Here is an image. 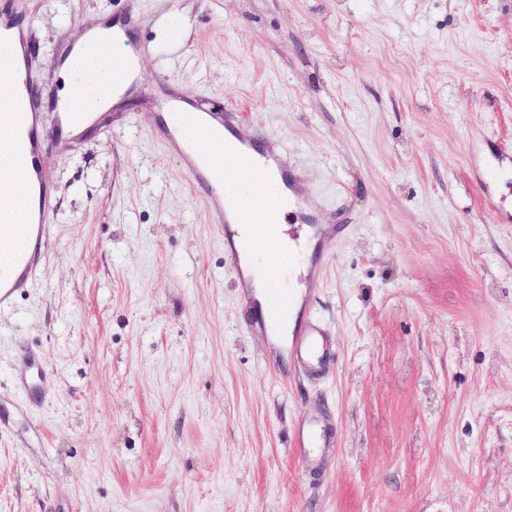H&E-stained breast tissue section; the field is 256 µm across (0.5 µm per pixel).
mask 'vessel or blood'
Wrapping results in <instances>:
<instances>
[{"label":"vessel or blood","mask_w":512,"mask_h":512,"mask_svg":"<svg viewBox=\"0 0 512 512\" xmlns=\"http://www.w3.org/2000/svg\"><path fill=\"white\" fill-rule=\"evenodd\" d=\"M127 23L105 18L91 28H81L68 39L54 57V69L66 61L91 57L112 71V86L121 89L136 78L133 59L113 57L114 44L125 40ZM0 37L17 39L14 52L0 55V70L12 77L4 99L8 121L0 127V267L14 272L13 280H0V308L10 305L15 291L24 287L35 262L36 250L44 233L51 196L44 179L42 147L48 132L45 112L56 115L57 126H76L87 118L81 91L51 94L48 103L38 101L32 75L31 43L24 29L13 18L8 4L0 0ZM156 110L177 109L181 122L178 138L188 147L206 145L205 159L189 166L193 183L205 189L210 210L224 230V256L241 263L243 256L258 249L272 254L274 270L264 282L263 315L251 322V330L270 334L272 328L289 324L294 300L282 288L276 271L294 266L306 253L301 234L284 235L281 224L284 209L305 213L307 200L291 171L285 153L262 149L260 137L242 125L236 113L209 112L178 95L158 101ZM283 184L282 202L266 199L263 186L270 176ZM248 185L247 197H239L241 185ZM290 325V324H289ZM293 327V326H292ZM319 326L309 318L293 327L290 350L300 362L322 366L325 349Z\"/></svg>","instance_id":"b4317fda"}]
</instances>
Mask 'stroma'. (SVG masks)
Returning a JSON list of instances; mask_svg holds the SVG:
<instances>
[{
	"label": "stroma",
	"mask_w": 512,
	"mask_h": 512,
	"mask_svg": "<svg viewBox=\"0 0 512 512\" xmlns=\"http://www.w3.org/2000/svg\"><path fill=\"white\" fill-rule=\"evenodd\" d=\"M34 78L132 14L142 95L235 106L287 152L332 344L250 332L245 281L134 103L42 155L53 205L0 311V512H512V0H8ZM315 421L327 442L294 448ZM290 350L300 362L310 367H321L325 361V349L319 337L324 336L319 326L309 318L302 317L292 331Z\"/></svg>",
	"instance_id": "35a3bbf8"
}]
</instances>
